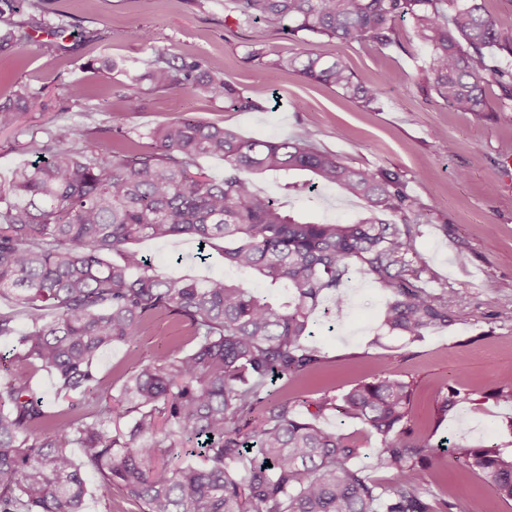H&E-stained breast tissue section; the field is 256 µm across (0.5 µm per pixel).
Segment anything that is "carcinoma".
Instances as JSON below:
<instances>
[{
  "instance_id": "cac0c4a2",
  "label": "carcinoma",
  "mask_w": 512,
  "mask_h": 512,
  "mask_svg": "<svg viewBox=\"0 0 512 512\" xmlns=\"http://www.w3.org/2000/svg\"><path fill=\"white\" fill-rule=\"evenodd\" d=\"M248 22L286 21L294 39L326 36L377 50L401 45L396 21L429 49L422 79L459 112H487V77L512 112V33L498 28L485 0H231ZM25 0H0V56L19 53L44 29L35 15L16 21ZM247 58L271 79L293 70L365 105L380 88L355 79L348 58L299 52ZM129 90L183 94L201 89L224 108L261 104L197 60L175 64L158 53L126 71ZM20 87L0 97V129L33 110ZM92 140L84 130L31 132L22 150L43 159L18 169L0 195V298L21 308L28 327L0 313V339L19 352L20 371L0 380V512H83L87 475L96 473L139 512H451L419 492L431 466L429 440L413 429L410 383L389 376L313 402L267 389L273 378L317 372L323 357L304 345L311 314L328 294L344 303L354 272L390 292L383 326L413 338L448 326V291L430 296L419 283L412 224L417 201L401 175L355 167L319 149L314 134L245 139L233 128L181 116L132 137L125 114ZM147 139L144 145L140 140ZM224 161V177L198 168ZM277 175L286 192L334 188L364 204L352 223L317 222L287 212L254 191L256 176ZM191 239L218 250L240 278L169 277L130 244ZM281 289L274 302L250 286ZM185 325L188 350L137 349L119 394L106 393L97 361L117 344L134 345L153 319ZM55 375V398L79 397L73 410L49 411L31 374ZM462 400L450 387L434 417ZM359 420L378 436L377 464L395 481L380 485L352 461L355 440L319 427L328 412ZM82 451L76 464L69 449ZM194 448L198 464H172ZM460 464L488 498L512 501V448H457Z\"/></svg>"
}]
</instances>
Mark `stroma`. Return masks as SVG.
<instances>
[{
    "mask_svg": "<svg viewBox=\"0 0 512 512\" xmlns=\"http://www.w3.org/2000/svg\"><path fill=\"white\" fill-rule=\"evenodd\" d=\"M24 12L41 16L47 29L36 32L22 54L0 57V95L25 86L47 109L0 131L2 192L17 169L35 160L15 148L30 130L77 125L92 133L108 126L114 112L125 113L135 133L183 115L222 122L247 138L273 140L308 130L321 149L352 165L402 176L422 213L414 228L422 286L432 294L447 290L451 322L414 340L389 333L381 326L388 292L353 274L343 305L325 299L313 314L306 343L323 355L321 370L275 386L311 401L341 395L383 373L413 382L414 427L429 437L432 457L448 472L443 481L425 470L420 488L427 499L448 500L453 512H465L481 482L456 465L454 447L512 448V406L493 395L498 380L512 376V182L502 171L503 156L512 154V112H459L424 87L420 68L427 50L413 38L407 19L398 23L401 46L379 51L325 37L289 39L279 24L243 22L227 0H28ZM135 29L144 39L132 37ZM252 45L288 54L346 55L358 81L381 88L380 101L364 107L294 71L271 85L265 69L246 57ZM158 53L178 62L202 60L261 102L262 110L230 111L199 91L133 96L122 71L99 67L105 59L130 64ZM74 83L84 85V99L69 97ZM281 184L267 175L256 179L255 189L286 210L321 221H351L363 212L360 200L336 190L289 195ZM137 248L167 274L236 275L220 253L200 257L191 240H143ZM450 386L463 399L435 423V403ZM318 424L359 441L355 464L369 479L393 482L392 473L376 464L379 439L358 420L333 412Z\"/></svg>",
    "mask_w": 512,
    "mask_h": 512,
    "instance_id": "1",
    "label": "stroma"
}]
</instances>
